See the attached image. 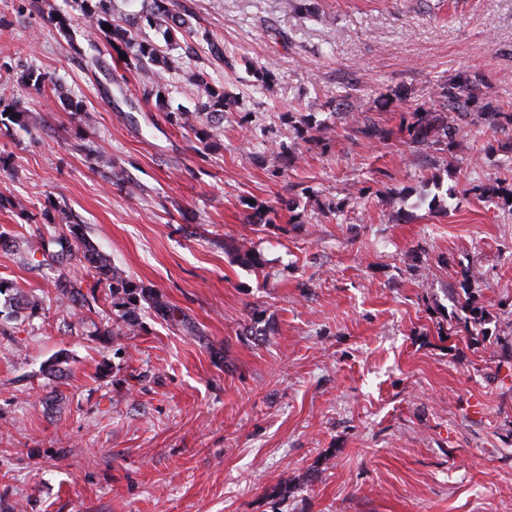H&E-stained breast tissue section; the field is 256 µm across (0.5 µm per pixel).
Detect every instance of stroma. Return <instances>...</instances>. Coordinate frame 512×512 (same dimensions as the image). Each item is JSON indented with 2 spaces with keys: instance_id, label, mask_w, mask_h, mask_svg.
Returning a JSON list of instances; mask_svg holds the SVG:
<instances>
[{
  "instance_id": "35a3bbf8",
  "label": "stroma",
  "mask_w": 512,
  "mask_h": 512,
  "mask_svg": "<svg viewBox=\"0 0 512 512\" xmlns=\"http://www.w3.org/2000/svg\"><path fill=\"white\" fill-rule=\"evenodd\" d=\"M180 2L198 66L234 97L203 156L109 47L88 69L47 14L0 0V77L24 65L62 86L13 89L29 122L0 133V232H68L66 204L173 310L103 335L116 311L83 263L68 279L102 298L84 314L55 270L0 245V279L28 298L0 296V512H512V210L462 194L512 166V133L476 112L461 151L393 134L460 72L512 107V0ZM349 101L391 139L350 135ZM296 109L320 141L280 175L267 147ZM251 201L277 223H248ZM243 238L262 270L231 253ZM466 265L499 323L486 337L457 318ZM56 357L62 376L43 375Z\"/></svg>"
}]
</instances>
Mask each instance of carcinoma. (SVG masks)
Listing matches in <instances>:
<instances>
[{
  "instance_id": "cac0c4a2",
  "label": "carcinoma",
  "mask_w": 512,
  "mask_h": 512,
  "mask_svg": "<svg viewBox=\"0 0 512 512\" xmlns=\"http://www.w3.org/2000/svg\"><path fill=\"white\" fill-rule=\"evenodd\" d=\"M73 3L81 12L91 32L103 38L118 58H126L125 69L139 71L148 76V81L143 87V97L148 102H154L164 122L172 127L191 131L202 145V155L215 146L217 137L224 128L220 119L224 118V112L232 105V98L224 87L215 84L208 72L197 71L191 75V81L200 95V102L195 110L169 108V88L163 73L178 69L184 59H191L197 55V47L185 37L190 30L189 21L178 6L177 0H154V8L149 14L129 18L124 25L113 19L112 0H73ZM50 21L64 34L75 54L85 55L87 49L94 48L91 43L83 46L71 33L73 17L69 13L54 9L50 12ZM143 22L162 35L163 43L136 40L135 35ZM106 24L111 26V30L103 29ZM478 81L477 77L462 74L439 85V107L446 115L442 116L435 110H415L403 114L400 117L399 132L411 141L426 142L433 137H441L446 140L448 146H457L460 122L478 105L479 96L473 93ZM51 82L52 78L46 73L24 67L5 79L3 85L17 84L40 91ZM0 103L3 104V109L0 110V124L5 118L14 124L25 123V112L19 109L18 102L3 93L0 95ZM481 110L487 112L495 127L512 132V112L505 111L490 101L481 104ZM343 120L346 127L357 137L385 141L391 135V131L381 129L362 110H348L344 113ZM288 124L292 129V135L274 140L267 147L269 156L275 163L299 159L303 144L315 140V123L312 117L302 112H290ZM467 193L480 201L512 207V182L505 178H496L491 182L473 180L469 183ZM248 208L254 210L250 215L252 219L266 224H274L278 219L277 211L262 204H250ZM57 209L62 215V221L69 224L70 235L27 242L26 248L22 251L23 264L37 268L48 266L62 271L78 258L93 271L96 282H108L112 306L118 309V315L112 321V326L103 328L104 336L139 335L140 317L146 311L158 315L171 314L166 297L159 289L130 280L121 268L112 265L86 239L80 223L67 211V207L59 205ZM234 252L237 260L243 265L256 270L264 265L260 252L245 239L237 243ZM477 276L478 272L472 268H462L460 291L456 292V295L461 309L468 314L466 321L476 328H481L489 323V313L472 289L468 288L470 281ZM56 287L60 288L62 296L68 298L80 310L94 309L99 300L96 287H91L90 292L84 294L72 288L63 273L60 274Z\"/></svg>"
}]
</instances>
